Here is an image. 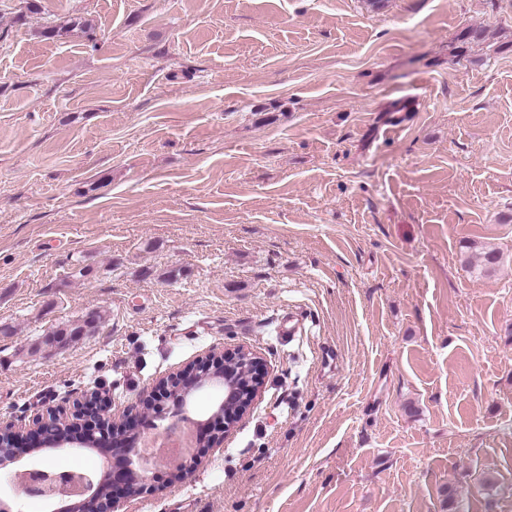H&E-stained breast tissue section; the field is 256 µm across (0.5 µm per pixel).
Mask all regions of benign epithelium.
I'll list each match as a JSON object with an SVG mask.
<instances>
[{"label": "benign epithelium", "instance_id": "obj_1", "mask_svg": "<svg viewBox=\"0 0 512 512\" xmlns=\"http://www.w3.org/2000/svg\"><path fill=\"white\" fill-rule=\"evenodd\" d=\"M162 385V392L155 397L141 394L138 405L151 414L153 420H170L164 432H170L188 419L187 410L193 396L207 388L224 390V396L216 403L215 418L227 432L242 421L261 396L260 361L253 350L244 345L227 349L220 355L209 351L190 366L162 378ZM54 418L61 419L72 429L69 440H54L50 431ZM6 428L10 430L11 442L0 444V480L17 486L27 496L57 504L56 512H126L127 499L132 497L130 485L141 487L153 470L138 453V442L148 437L134 431L132 414L124 415L118 423L112 422L96 391L76 403L70 413L49 409L20 426L0 421V431ZM32 442L52 452L107 445L112 455L122 458V465L102 473L100 482L109 485L106 495L99 492L92 479L61 466L8 468L15 463L23 445Z\"/></svg>", "mask_w": 512, "mask_h": 512}]
</instances>
